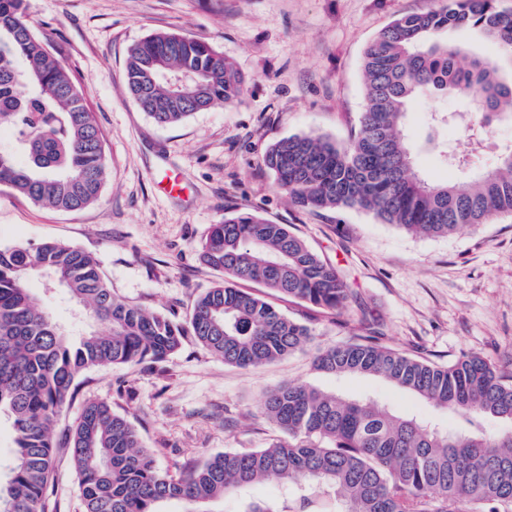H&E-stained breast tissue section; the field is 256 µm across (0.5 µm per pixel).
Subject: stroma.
<instances>
[{"label":"stroma","mask_w":512,"mask_h":512,"mask_svg":"<svg viewBox=\"0 0 512 512\" xmlns=\"http://www.w3.org/2000/svg\"><path fill=\"white\" fill-rule=\"evenodd\" d=\"M431 0H27V20L83 89L106 153L100 199L60 212L0 187V247L57 240L90 253L112 291L130 304L186 320L195 298L220 280L200 257L211 225L240 210L288 225L342 269L350 298L343 311L302 306L272 294L278 309L311 328L313 345L356 334L410 356L447 364L476 353L512 370V214L440 237H420L355 209L309 210L281 191L263 158L297 134L348 142L364 110L363 52L399 15ZM159 32L211 43L244 75L232 105L181 123H154L125 84L128 50ZM458 99L423 96L408 109L404 134L429 180L457 181L494 168L512 150V120L495 122L466 167H450L423 147L432 111ZM180 177L183 196L158 186L161 170ZM71 334L84 325L68 295L46 279L30 283ZM81 388L54 423L56 450L48 512H84L66 435L89 401H105L154 451L157 467L179 476L224 450L267 447L277 436L262 412L266 390L308 382L371 399L400 414L452 429L457 420L371 376H329L298 352L242 370L194 339L155 364L84 370Z\"/></svg>","instance_id":"obj_1"}]
</instances>
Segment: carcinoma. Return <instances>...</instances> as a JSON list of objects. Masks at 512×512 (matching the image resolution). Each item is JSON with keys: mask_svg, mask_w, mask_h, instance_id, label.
<instances>
[{"mask_svg": "<svg viewBox=\"0 0 512 512\" xmlns=\"http://www.w3.org/2000/svg\"><path fill=\"white\" fill-rule=\"evenodd\" d=\"M25 0H0V186L59 211L93 205L106 183L102 139L81 87L24 19ZM466 27L496 48V58L441 39ZM366 105L351 140L293 135L272 145L265 165L277 187L308 209H358L384 224L442 236L466 224L512 213V152L478 177L434 183L422 177L403 139L417 96H455L459 112H432L426 143L462 167L466 154L438 137L453 125L469 144L490 122L512 118V12L496 0H437L395 18L363 55ZM125 80L140 108L174 125L216 104L231 105L245 81L211 44L155 33L128 52ZM203 261L220 282L194 301L188 321L131 305L112 293L92 256L62 242L0 248V413L12 421L9 479L0 512H46L54 448L52 424L77 389L78 375L109 365L158 363L191 336L224 363L249 369L302 351L309 327L263 297L237 287L261 284L323 310L349 298L340 271L288 225L239 211L213 224ZM42 273L67 290L83 316L105 327L73 339L42 306L29 280ZM313 370L362 374L403 388L457 415V430L427 426L371 400L347 399L307 383L270 390L263 413L281 432L265 448L216 453L174 478L159 470L125 416L89 401L67 445L80 474L85 512H214L234 495L240 512H509L512 431L491 436L484 421L512 423V373L465 354L438 366L375 342L373 337L317 349ZM277 478L273 501L249 495Z\"/></svg>", "mask_w": 512, "mask_h": 512, "instance_id": "1", "label": "carcinoma"}]
</instances>
